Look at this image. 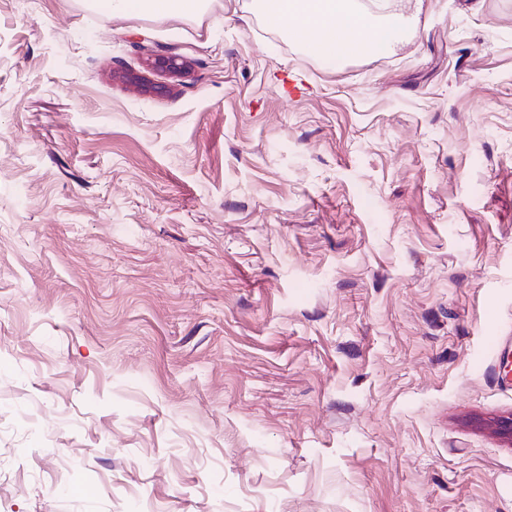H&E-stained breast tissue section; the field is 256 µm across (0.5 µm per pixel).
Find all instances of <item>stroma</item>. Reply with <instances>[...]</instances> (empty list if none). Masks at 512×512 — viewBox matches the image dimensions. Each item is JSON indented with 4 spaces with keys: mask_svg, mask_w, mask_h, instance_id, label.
<instances>
[{
    "mask_svg": "<svg viewBox=\"0 0 512 512\" xmlns=\"http://www.w3.org/2000/svg\"><path fill=\"white\" fill-rule=\"evenodd\" d=\"M388 5L0 0V512H512V0ZM205 0H111L112 15H150L154 18L192 16L200 13ZM353 0H257V7L275 24L314 33L312 50L330 57L374 52L395 42L402 20L395 14L360 10ZM371 33L375 38H369ZM139 47L150 55V66L154 70L177 76L188 69L187 59L172 50L157 53L148 45L141 44ZM495 348L496 356L490 365V373L493 375L498 386L509 389L512 386V371H509L510 345H508V340L500 341L495 336Z\"/></svg>",
    "mask_w": 512,
    "mask_h": 512,
    "instance_id": "stroma-1",
    "label": "stroma"
}]
</instances>
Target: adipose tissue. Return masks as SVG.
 <instances>
[{"instance_id": "obj_1", "label": "adipose tissue", "mask_w": 512, "mask_h": 512, "mask_svg": "<svg viewBox=\"0 0 512 512\" xmlns=\"http://www.w3.org/2000/svg\"><path fill=\"white\" fill-rule=\"evenodd\" d=\"M204 5L205 0H110L113 14L156 18L192 16ZM256 5L271 22L313 34L311 49L330 57L385 49L402 30L397 15L360 10L354 0H256Z\"/></svg>"}]
</instances>
